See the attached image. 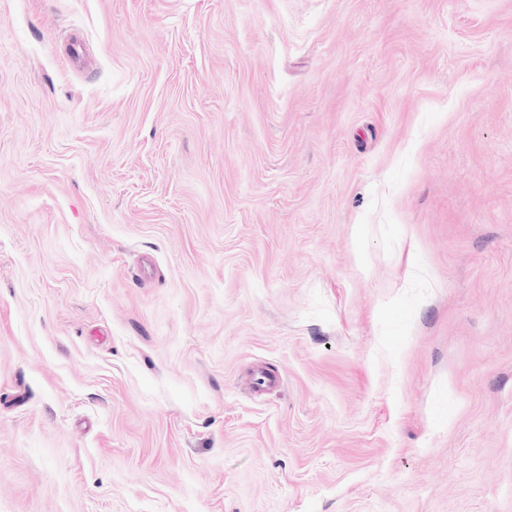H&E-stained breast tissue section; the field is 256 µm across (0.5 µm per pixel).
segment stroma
Wrapping results in <instances>:
<instances>
[{"instance_id":"35a3bbf8","label":"stroma","mask_w":512,"mask_h":512,"mask_svg":"<svg viewBox=\"0 0 512 512\" xmlns=\"http://www.w3.org/2000/svg\"><path fill=\"white\" fill-rule=\"evenodd\" d=\"M0 512H512V0H0Z\"/></svg>"}]
</instances>
